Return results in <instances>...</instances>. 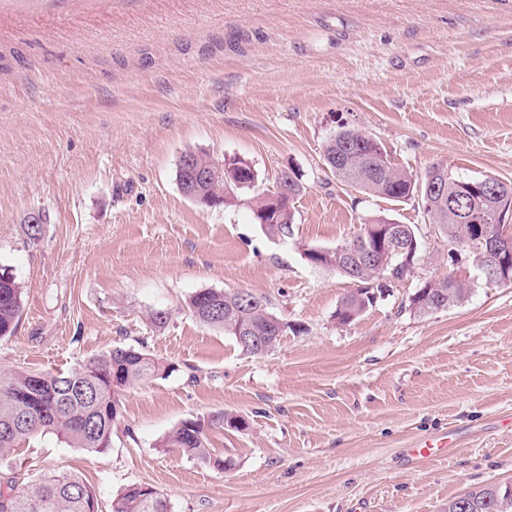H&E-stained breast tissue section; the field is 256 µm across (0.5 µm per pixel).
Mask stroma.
I'll return each instance as SVG.
<instances>
[{
	"mask_svg": "<svg viewBox=\"0 0 512 512\" xmlns=\"http://www.w3.org/2000/svg\"><path fill=\"white\" fill-rule=\"evenodd\" d=\"M342 125L419 175L512 181V0H0V266L25 291L0 370L68 372L140 345L170 366L122 392L111 448L38 437L12 458L21 479L76 472L102 512L131 483L172 512H445L512 484V285L467 256L468 297L415 313L412 295L451 270L448 242L417 201L326 171ZM188 151L249 162L260 191L294 171L288 236L257 223L253 190L186 198ZM378 215L417 226L419 261L339 325L354 285L303 252ZM204 289L263 296L292 329L246 353L188 310ZM221 414L248 423L208 433L230 470L161 448L183 420ZM444 437L434 460L408 453ZM505 486L488 485L479 489L468 491L464 494L456 496L448 501L447 512H459V499L467 500L466 512H493L491 511V503L495 495L503 497Z\"/></svg>",
	"mask_w": 512,
	"mask_h": 512,
	"instance_id": "1",
	"label": "stroma"
}]
</instances>
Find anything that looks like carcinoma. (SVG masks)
<instances>
[{
  "label": "carcinoma",
  "instance_id": "carcinoma-1",
  "mask_svg": "<svg viewBox=\"0 0 512 512\" xmlns=\"http://www.w3.org/2000/svg\"><path fill=\"white\" fill-rule=\"evenodd\" d=\"M350 129L341 127L324 145V159L333 176L341 183L367 195L394 202L417 199L429 223L448 240V262L459 263V241L472 224H490L500 206L512 200V182L498 183L494 193L481 187V179L464 178L448 167L433 165L423 177L391 163L375 145L360 150L344 147ZM235 170H224L206 188L198 192V202L212 206L224 202V195L240 189ZM255 217L272 236H286L293 224V213L271 209L265 194L253 197ZM382 240L388 253L386 266L377 268L362 260L345 266L339 274L357 283L336 308V322L351 323L358 308L372 306L377 298L390 291L392 284L406 279L414 269L420 253L417 231L409 224L378 216L363 222L355 240L360 246H375ZM470 292V281L448 276L430 280L411 298V307L429 314L460 303ZM224 306V314L205 325L237 339L233 329L248 324L253 336H268L279 330L283 336L288 323L277 327L280 319L268 307L267 300L257 298L258 305L247 310L239 305V293L208 289L190 296L191 314L208 301ZM23 311V288L11 269L0 266V341L13 336ZM170 366L151 354L132 347H115L92 358L67 373L28 370L0 372V467L8 465L14 452L31 440L54 434L71 448H81L94 455L112 446V428L120 414V394L148 378L163 375ZM224 425L210 421L186 419L161 441L162 448H176L182 453L219 469L232 466V460L211 457L207 429ZM7 492L0 491V512H98L94 491L81 476L61 472L28 483L6 481ZM505 487L488 485L448 500V512H459L458 501L467 500V512H491L495 496L504 495ZM112 512H170L167 498L153 487L133 483L112 500Z\"/></svg>",
  "mask_w": 512,
  "mask_h": 512
}]
</instances>
